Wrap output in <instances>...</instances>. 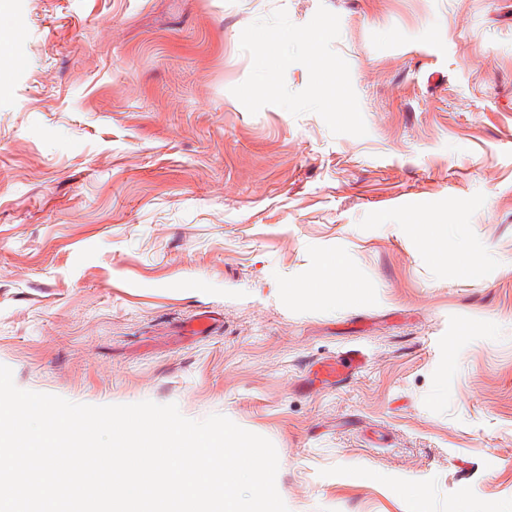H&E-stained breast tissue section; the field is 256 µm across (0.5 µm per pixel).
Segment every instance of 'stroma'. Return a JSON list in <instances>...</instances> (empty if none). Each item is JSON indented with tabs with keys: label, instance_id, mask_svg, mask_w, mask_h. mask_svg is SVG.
<instances>
[{
	"label": "stroma",
	"instance_id": "35a3bbf8",
	"mask_svg": "<svg viewBox=\"0 0 512 512\" xmlns=\"http://www.w3.org/2000/svg\"><path fill=\"white\" fill-rule=\"evenodd\" d=\"M322 5L362 137L232 93L244 28ZM0 25L19 389L224 415L272 441L289 512H512V0H9ZM365 364V354L360 349H349L331 362L322 363L317 372L327 385L335 386L356 374Z\"/></svg>",
	"mask_w": 512,
	"mask_h": 512
}]
</instances>
